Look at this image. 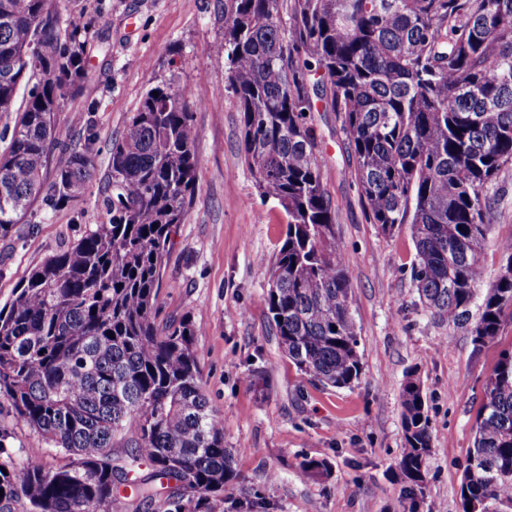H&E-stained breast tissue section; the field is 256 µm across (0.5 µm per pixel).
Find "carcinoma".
Listing matches in <instances>:
<instances>
[{
	"label": "carcinoma",
	"instance_id": "1",
	"mask_svg": "<svg viewBox=\"0 0 512 512\" xmlns=\"http://www.w3.org/2000/svg\"><path fill=\"white\" fill-rule=\"evenodd\" d=\"M62 0H0V237L36 201L76 205L92 138L57 113L88 72L89 23ZM224 71L260 194L284 210L266 303L288 360L321 386L361 373L350 281L323 186L313 113L332 112L370 223L412 227L411 276L426 312L467 327L475 348L512 307V239L485 284L483 246L512 172V0H227ZM29 88L16 106L21 87ZM196 92L148 90L112 141L106 218L48 257L0 308V399L44 442L0 425V512H112L131 472L135 509L275 512L235 469L206 398L198 329L157 323L162 270L197 179ZM61 155L51 180L47 168ZM400 466L418 486L431 429L420 384L401 390ZM471 512H512V350L484 386L461 484Z\"/></svg>",
	"mask_w": 512,
	"mask_h": 512
}]
</instances>
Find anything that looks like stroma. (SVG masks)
<instances>
[{
  "label": "stroma",
  "instance_id": "obj_1",
  "mask_svg": "<svg viewBox=\"0 0 512 512\" xmlns=\"http://www.w3.org/2000/svg\"><path fill=\"white\" fill-rule=\"evenodd\" d=\"M64 21L92 20L89 77L57 119L75 144L93 137L96 175L83 202L35 203L0 238V306L47 256L105 217L111 147L152 87L173 81L201 92L193 113L198 172L193 201L165 260L160 320L191 315L208 402L224 421V445L240 474L275 512H462L460 488L487 376L512 348V309L474 348L468 330L428 314L411 279L410 225L384 236L371 224L336 117L313 115L323 185L331 199L352 288L361 376L326 389L297 370L267 319L269 268L287 218L263 198L244 161L238 103L224 76V0H63ZM512 238V176L503 182L483 258L502 264ZM418 378L432 430L426 482L412 492L400 468L405 446L401 387ZM325 461L327 475L304 472Z\"/></svg>",
  "mask_w": 512,
  "mask_h": 512
}]
</instances>
